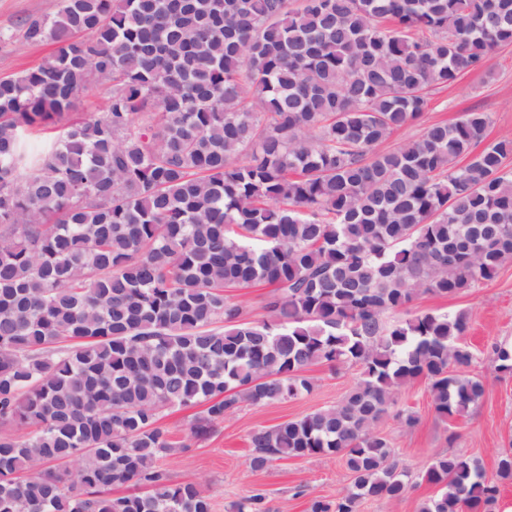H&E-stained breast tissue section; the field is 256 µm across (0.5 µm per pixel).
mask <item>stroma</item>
<instances>
[{
    "label": "stroma",
    "mask_w": 512,
    "mask_h": 512,
    "mask_svg": "<svg viewBox=\"0 0 512 512\" xmlns=\"http://www.w3.org/2000/svg\"><path fill=\"white\" fill-rule=\"evenodd\" d=\"M52 51L48 44L14 39L0 43V76L16 74L39 64ZM478 110L489 113L485 139L512 136V46L493 53L483 67L458 83L438 90L420 121L397 131L387 148L417 138L425 125L461 118ZM415 311L454 313L471 317L466 342L475 354L471 374L486 384L484 398L468 415L444 419L432 406L427 385L415 381L397 396L396 407L417 418L415 425L387 418L379 429L396 448L402 465L412 472L427 467L440 453L458 452L476 458L489 480H496V459L512 443V373L498 372L489 355L492 346H512V262L498 276L454 298L420 296ZM311 394L273 406H243L215 425L210 436L168 456L164 466L173 480L198 479L213 504V512H232L235 502L260 489L266 494V512H309L312 499H331L343 492L351 478L333 456H313L275 462L255 473L249 467V434L259 425H274L314 410L336 405L354 385L358 372L347 367L313 366Z\"/></svg>",
    "instance_id": "1"
}]
</instances>
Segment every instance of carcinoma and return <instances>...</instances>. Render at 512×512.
Masks as SVG:
<instances>
[{"instance_id":"cac0c4a2","label":"carcinoma","mask_w":512,"mask_h":512,"mask_svg":"<svg viewBox=\"0 0 512 512\" xmlns=\"http://www.w3.org/2000/svg\"><path fill=\"white\" fill-rule=\"evenodd\" d=\"M19 31L55 51L0 77V512H212L160 465L164 411L203 406L204 439L311 393L318 364L359 378L255 427L252 471L340 458L350 485L310 512L419 479L420 512H493L512 451L497 482L456 453L415 474L379 424L418 379L441 418L485 395L468 312L412 303L512 261V138L477 150L472 111L381 145L512 45V0H56ZM95 85L101 112L76 117ZM261 283L248 321L228 293Z\"/></svg>"}]
</instances>
